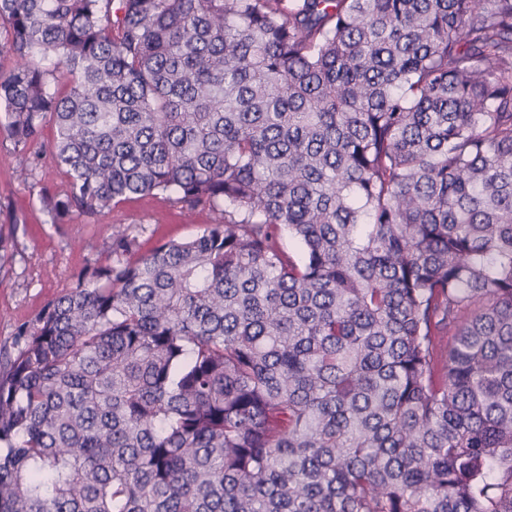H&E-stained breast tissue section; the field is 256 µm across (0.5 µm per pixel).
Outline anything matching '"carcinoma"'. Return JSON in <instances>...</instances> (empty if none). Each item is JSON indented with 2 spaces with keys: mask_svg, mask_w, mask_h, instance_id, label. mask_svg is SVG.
Returning a JSON list of instances; mask_svg holds the SVG:
<instances>
[{
  "mask_svg": "<svg viewBox=\"0 0 512 512\" xmlns=\"http://www.w3.org/2000/svg\"><path fill=\"white\" fill-rule=\"evenodd\" d=\"M0 57L53 223L216 214L16 326L0 512H512V0H0Z\"/></svg>",
  "mask_w": 512,
  "mask_h": 512,
  "instance_id": "cac0c4a2",
  "label": "carcinoma"
}]
</instances>
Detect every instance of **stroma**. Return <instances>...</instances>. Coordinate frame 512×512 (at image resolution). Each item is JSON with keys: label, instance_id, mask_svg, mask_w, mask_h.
Listing matches in <instances>:
<instances>
[{"label": "stroma", "instance_id": "1", "mask_svg": "<svg viewBox=\"0 0 512 512\" xmlns=\"http://www.w3.org/2000/svg\"><path fill=\"white\" fill-rule=\"evenodd\" d=\"M16 149L0 137V233L13 236L12 260L0 271V348L10 346L17 324L31 320L48 302L76 285L81 270L111 264L107 225L127 226L136 252L146 255L159 243L184 240L211 223L209 210L185 216L168 194L135 197L91 216L55 224L40 201L43 191L59 193L60 176L24 183L11 176Z\"/></svg>", "mask_w": 512, "mask_h": 512}]
</instances>
